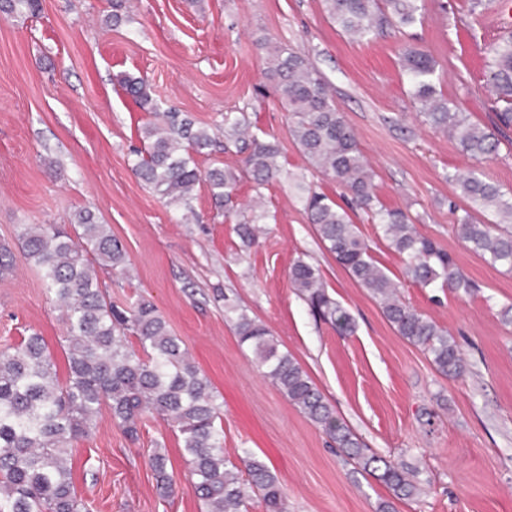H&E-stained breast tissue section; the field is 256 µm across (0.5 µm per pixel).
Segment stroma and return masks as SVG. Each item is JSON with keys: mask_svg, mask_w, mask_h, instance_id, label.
Returning a JSON list of instances; mask_svg holds the SVG:
<instances>
[{"mask_svg": "<svg viewBox=\"0 0 512 512\" xmlns=\"http://www.w3.org/2000/svg\"><path fill=\"white\" fill-rule=\"evenodd\" d=\"M112 0H40L36 15L0 17V241L23 225L71 224L93 211L123 245L129 276L98 271L108 300L142 296L157 307L209 380L223 416L224 454L250 449L278 478L287 512H375L388 489L357 473L321 427L265 380L232 323L225 301L245 308L292 354L372 452L417 467L419 496L396 512H512V273L491 266L457 235L446 173L474 165L456 142L423 125L401 66L407 48L437 63L438 90L473 122L496 129L497 155L485 172L512 191V126L501 125L480 75L512 18L470 12L469 0H426L424 20L406 34L386 30L354 41L322 0H134L113 26ZM310 57L330 85L374 172L380 200L407 210L417 231L455 259L478 290L462 298L405 284L407 303L446 327L466 362L456 378L401 338L382 310L320 243L299 200L298 179L339 199V187L312 173L288 134V113L263 75L260 39ZM144 78L160 110L176 108L223 139L227 112L256 121L277 141L288 176L263 191L270 217L244 249L235 233L250 216L243 189L235 210L215 206L206 185L182 220L131 171L138 127L150 115L119 84ZM316 265L354 320L347 336L293 288L296 260ZM62 313L37 268L16 253L0 278V349L43 337L59 379L67 377ZM162 449L175 476L161 497L149 466ZM73 478L91 512H201L177 429L145 418L138 439L102 411L93 434L72 443Z\"/></svg>", "mask_w": 512, "mask_h": 512, "instance_id": "35a3bbf8", "label": "stroma"}]
</instances>
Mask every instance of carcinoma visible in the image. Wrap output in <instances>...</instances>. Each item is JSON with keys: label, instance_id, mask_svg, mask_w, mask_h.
<instances>
[{"label": "carcinoma", "instance_id": "cac0c4a2", "mask_svg": "<svg viewBox=\"0 0 512 512\" xmlns=\"http://www.w3.org/2000/svg\"><path fill=\"white\" fill-rule=\"evenodd\" d=\"M324 10L347 35L368 40L384 29L399 33L423 18L424 0H322ZM39 0H0V12L12 15L38 10ZM267 52L266 78L285 102L288 133L309 168L350 195V208L363 211L382 226L388 247L403 259L402 279L391 277L371 255L370 247L347 209L328 194L303 181V207L327 252L382 307L397 334L426 352L435 369L455 378L465 360L448 329L417 311L401 297L403 282L470 294L474 283L456 261L432 239L419 234L408 213L386 207L377 197L374 173L344 115L328 93L324 77L307 57L286 43H258ZM403 67L413 107L422 123L445 132L461 151L478 163L491 160L499 140L474 123L459 104L436 88V61L412 47ZM120 84L155 121L139 128L144 149L135 152L131 170L159 199L189 209L191 193L208 186L214 204L232 209L245 183L252 191L288 174L279 145L246 138L251 122L224 113V149L243 154L238 170L213 167L201 171L195 156L208 153L216 140L210 129L190 117L159 112L144 81L123 75ZM499 121L512 125V35L492 49L483 75ZM466 206L457 218L461 238L479 256L512 272V193L479 169L448 173ZM267 212L238 225L242 246L257 235L254 225ZM74 233L54 224H26L18 247L42 271L51 301L62 311L68 359L66 382L59 381L42 337L32 334L15 347L0 349V512H88L72 480L71 442L90 436L94 421L108 407L112 421L134 436L147 416L172 423L182 435L189 475L203 512H246L251 495L265 512H286L285 494L277 477L249 450L239 468L224 456V435L216 426L222 406L208 379L195 365L183 342L172 335L157 307L142 296L125 308L108 302L95 267L126 271L127 255L108 225L90 210L74 217ZM14 251L0 243V275L13 270ZM290 281L323 320L341 334L352 331L350 314L325 290L318 268L303 260L290 268ZM224 317L234 324L239 342L253 353L263 376L326 435L359 470L389 490L391 499L378 512H394V501L420 491L415 471L378 456L340 422L308 374L288 352H282L268 328L245 309L226 302ZM135 341H130L129 337ZM167 456L157 449L149 458L157 488L173 491ZM247 473L248 478L241 477Z\"/></svg>", "mask_w": 512, "mask_h": 512}]
</instances>
